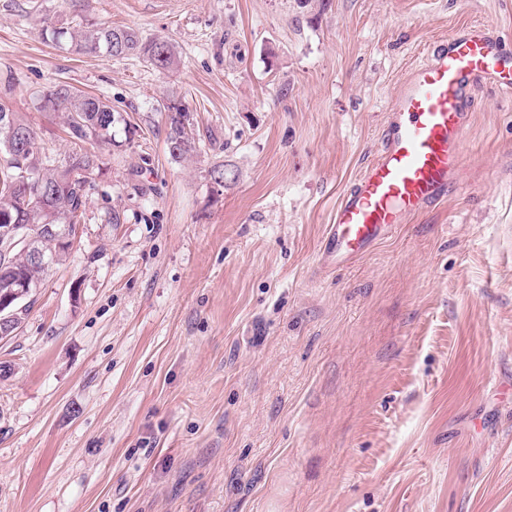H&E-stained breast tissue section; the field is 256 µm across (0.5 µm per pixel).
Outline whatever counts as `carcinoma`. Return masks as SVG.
I'll return each instance as SVG.
<instances>
[{
    "instance_id": "carcinoma-1",
    "label": "carcinoma",
    "mask_w": 512,
    "mask_h": 512,
    "mask_svg": "<svg viewBox=\"0 0 512 512\" xmlns=\"http://www.w3.org/2000/svg\"><path fill=\"white\" fill-rule=\"evenodd\" d=\"M54 43L67 41L79 53H103L112 58L136 56L163 71L176 62L174 46L164 37H145L130 27H104L79 23L70 29L52 28ZM44 110L61 117L72 143L80 150L58 162L40 157L37 136L22 116L0 102V114L12 116L13 130L0 129V229L7 224L27 225L28 235L37 239L46 252L57 251V262L68 254L57 249L43 236L46 224L72 227L83 218L91 190L93 174L99 165L96 155L81 151L85 144L112 139V127L121 115L104 100L88 95L68 84L53 82L39 91ZM167 113L166 142L175 160L192 155L196 148L195 119L181 101L162 103ZM40 273L28 264L21 246L15 247L0 236V286L19 277L30 282Z\"/></svg>"
}]
</instances>
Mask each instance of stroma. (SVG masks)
I'll return each mask as SVG.
<instances>
[{
  "label": "stroma",
  "instance_id": "1",
  "mask_svg": "<svg viewBox=\"0 0 512 512\" xmlns=\"http://www.w3.org/2000/svg\"><path fill=\"white\" fill-rule=\"evenodd\" d=\"M82 17L178 67L43 39ZM474 23L512 52V0H0V100L47 157L73 149L49 83L123 116L0 344V512H512V95L472 87L441 202L320 262L401 82ZM160 110L167 113L166 142L171 157L182 160L191 156L196 148L193 113L177 99L163 102Z\"/></svg>",
  "mask_w": 512,
  "mask_h": 512
}]
</instances>
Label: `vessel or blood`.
I'll use <instances>...</instances> for the list:
<instances>
[{"label":"vessel or blood","instance_id":"obj_1","mask_svg":"<svg viewBox=\"0 0 512 512\" xmlns=\"http://www.w3.org/2000/svg\"><path fill=\"white\" fill-rule=\"evenodd\" d=\"M479 80L512 91V54L480 24L452 34L409 73L380 149L336 207L321 256L325 266L363 257L408 217L445 197L461 164L467 93Z\"/></svg>","mask_w":512,"mask_h":512}]
</instances>
